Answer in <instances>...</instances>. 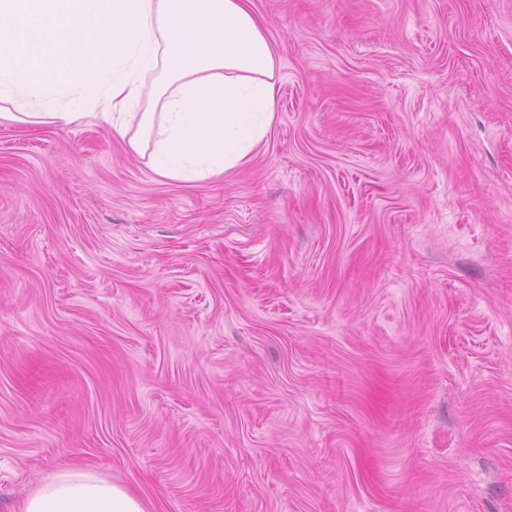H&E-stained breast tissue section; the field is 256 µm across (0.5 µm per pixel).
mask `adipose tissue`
I'll return each instance as SVG.
<instances>
[{"mask_svg": "<svg viewBox=\"0 0 512 512\" xmlns=\"http://www.w3.org/2000/svg\"><path fill=\"white\" fill-rule=\"evenodd\" d=\"M278 70L247 0H0V123H106L158 176L248 165L276 119ZM18 512H146L93 471L46 477Z\"/></svg>", "mask_w": 512, "mask_h": 512, "instance_id": "adipose-tissue-1", "label": "adipose tissue"}]
</instances>
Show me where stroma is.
<instances>
[{
	"mask_svg": "<svg viewBox=\"0 0 512 512\" xmlns=\"http://www.w3.org/2000/svg\"><path fill=\"white\" fill-rule=\"evenodd\" d=\"M252 163L0 124V512H512V0H251ZM17 512H147L127 488L82 468L46 477L21 501Z\"/></svg>",
	"mask_w": 512,
	"mask_h": 512,
	"instance_id": "35a3bbf8",
	"label": "stroma"
}]
</instances>
